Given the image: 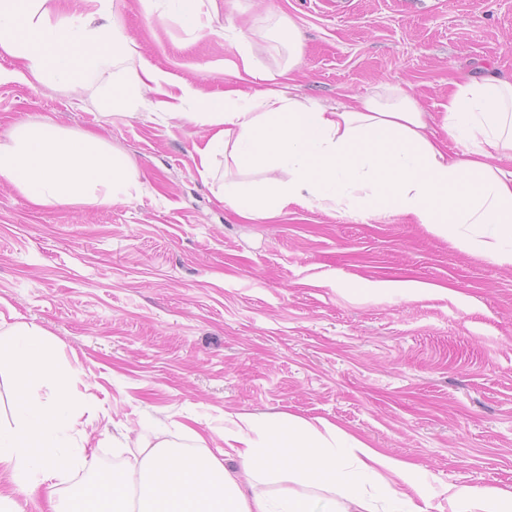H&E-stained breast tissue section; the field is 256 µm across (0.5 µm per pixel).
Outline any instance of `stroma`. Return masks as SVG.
Instances as JSON below:
<instances>
[{
	"label": "stroma",
	"mask_w": 512,
	"mask_h": 512,
	"mask_svg": "<svg viewBox=\"0 0 512 512\" xmlns=\"http://www.w3.org/2000/svg\"><path fill=\"white\" fill-rule=\"evenodd\" d=\"M110 14L137 46L127 68L167 75L134 113L109 111L105 80L0 83V139L41 120L94 133L141 184L107 205L39 207L0 181V314L59 347L74 392L62 442L94 457L65 472L57 498L134 464L161 431L186 446L192 428L216 452L225 414L241 411L323 417L415 464L429 512H451L452 486L512 488V267L403 215L291 205L241 218L220 201L225 186L272 174L219 156L202 179L210 131L182 97L253 91L224 64L244 32L262 66L283 65L271 48L283 14L301 33L299 94L333 104L390 83L435 115L452 80L512 79V0H216L202 31L171 0H115ZM396 280L444 293L353 290Z\"/></svg>",
	"instance_id": "35a3bbf8"
}]
</instances>
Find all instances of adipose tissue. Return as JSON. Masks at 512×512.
Here are the masks:
<instances>
[{
    "label": "adipose tissue",
    "instance_id": "adipose-tissue-1",
    "mask_svg": "<svg viewBox=\"0 0 512 512\" xmlns=\"http://www.w3.org/2000/svg\"><path fill=\"white\" fill-rule=\"evenodd\" d=\"M44 0H0V52L22 60L19 78L40 83L94 81L132 59L133 42L116 26L51 23ZM287 65L261 67L242 37L231 73L261 83L195 101L189 118L211 129L199 148L201 175L217 155L244 169L285 172L262 188L229 186L223 200L247 220L272 219L290 204L324 211L399 214L464 250L512 267V81L455 84L441 122H429L408 90L379 86L368 96L327 106L295 96L289 84L301 55L293 20L279 18ZM150 68L112 86L114 108L166 81ZM37 206L108 204L139 185L128 163L95 136L50 123L22 122L0 141V181ZM0 338V360L16 381L12 423L0 425V473L15 493H44L49 512H428L430 489L409 461L371 448L336 424L285 415L263 421L228 415L223 456L200 455L165 438L146 443L138 468L100 475L93 494L59 500L56 481L75 462L61 451L72 425L69 375L41 331L16 324ZM266 475L279 493L259 489ZM452 512H512V490L454 487Z\"/></svg>",
    "mask_w": 512,
    "mask_h": 512
}]
</instances>
